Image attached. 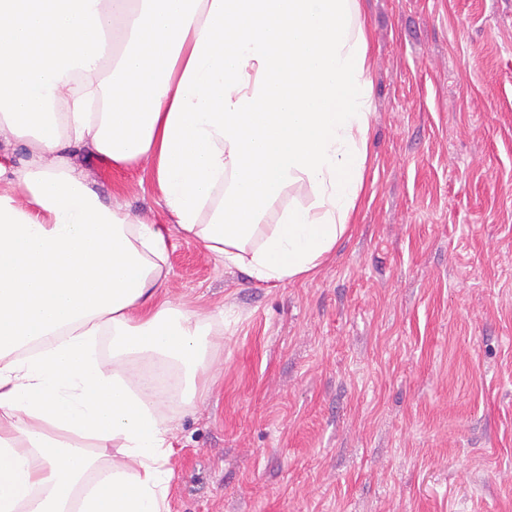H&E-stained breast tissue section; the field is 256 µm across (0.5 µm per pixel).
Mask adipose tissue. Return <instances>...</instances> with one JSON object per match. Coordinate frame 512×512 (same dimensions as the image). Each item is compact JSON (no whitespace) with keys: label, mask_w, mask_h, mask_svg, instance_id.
I'll return each instance as SVG.
<instances>
[{"label":"adipose tissue","mask_w":512,"mask_h":512,"mask_svg":"<svg viewBox=\"0 0 512 512\" xmlns=\"http://www.w3.org/2000/svg\"><path fill=\"white\" fill-rule=\"evenodd\" d=\"M359 15L358 0H0V512H170L176 435L153 376L128 363L180 362L193 406L221 326L159 299L168 238L261 282L312 277L333 256L364 190ZM275 75L296 90L274 96ZM139 77L144 103L114 111ZM82 155L147 163L166 224L103 200ZM293 185L308 202L269 217ZM258 186L266 208L233 223ZM107 256L111 282L94 287Z\"/></svg>","instance_id":"obj_1"}]
</instances>
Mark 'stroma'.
Listing matches in <instances>:
<instances>
[{
	"label": "stroma",
	"instance_id": "1",
	"mask_svg": "<svg viewBox=\"0 0 512 512\" xmlns=\"http://www.w3.org/2000/svg\"><path fill=\"white\" fill-rule=\"evenodd\" d=\"M371 129L354 229L261 283L172 233L173 302L223 313L173 403L170 512H512V0H358ZM79 163L164 223L147 165Z\"/></svg>",
	"mask_w": 512,
	"mask_h": 512
}]
</instances>
